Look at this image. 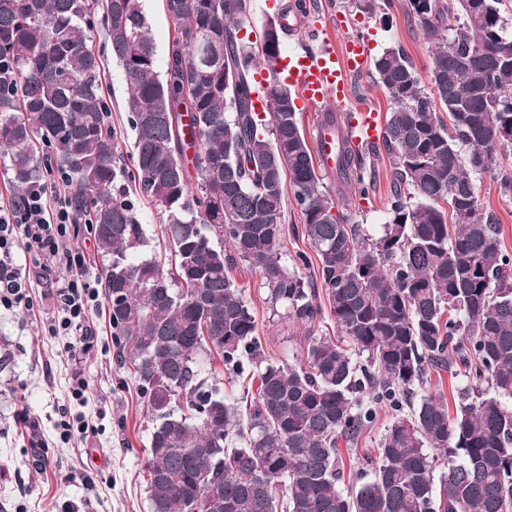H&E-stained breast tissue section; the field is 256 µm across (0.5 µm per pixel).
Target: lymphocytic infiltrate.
<instances>
[{"mask_svg":"<svg viewBox=\"0 0 512 512\" xmlns=\"http://www.w3.org/2000/svg\"><path fill=\"white\" fill-rule=\"evenodd\" d=\"M64 170L32 183L20 203L0 206V303L31 306L32 279L52 278L49 298L64 331L90 349L95 332L87 313L98 297L84 255L70 243L72 226L84 218L68 193Z\"/></svg>","mask_w":512,"mask_h":512,"instance_id":"obj_1","label":"lymphocytic infiltrate"}]
</instances>
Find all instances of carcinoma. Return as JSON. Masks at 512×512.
I'll return each instance as SVG.
<instances>
[{
  "label": "carcinoma",
  "instance_id": "obj_1",
  "mask_svg": "<svg viewBox=\"0 0 512 512\" xmlns=\"http://www.w3.org/2000/svg\"><path fill=\"white\" fill-rule=\"evenodd\" d=\"M176 36L166 72L140 0H0V147L19 201L51 148L72 179V203L92 217L112 336L131 362L152 427L145 465L150 512H512V254L479 202L486 174L512 190L494 161L512 143V34L504 0H409L437 39L431 90L406 50L374 62L394 104L383 147L391 172L388 221L363 234L324 189L298 117L276 76L283 41L307 14L292 0L246 49L250 0H165ZM101 16L129 82L132 167L121 162L90 35ZM270 73L268 116L253 107L252 62ZM193 151L195 182L182 161ZM340 187L375 179L342 143ZM291 194L315 260L307 280L281 262ZM170 224L171 262L140 259L138 200ZM220 238L229 252L213 245ZM260 274L271 307L311 328L328 297L350 349L307 336L295 363L264 362L255 317L232 277ZM253 375L239 397L201 357ZM466 379L455 411L432 374ZM421 395H416V390ZM402 413L387 427L371 478L341 487L338 444L353 445L373 407Z\"/></svg>",
  "mask_w": 512,
  "mask_h": 512
}]
</instances>
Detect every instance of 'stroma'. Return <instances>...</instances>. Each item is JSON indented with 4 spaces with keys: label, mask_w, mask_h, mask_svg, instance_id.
<instances>
[{
    "label": "stroma",
    "mask_w": 512,
    "mask_h": 512,
    "mask_svg": "<svg viewBox=\"0 0 512 512\" xmlns=\"http://www.w3.org/2000/svg\"><path fill=\"white\" fill-rule=\"evenodd\" d=\"M156 46V68L165 71L175 25L163 0H141ZM407 0L368 12L353 0H313L312 16L321 18L324 38L339 47L351 38L362 40L368 60L388 48L403 46L421 79L429 87L433 42L407 15ZM93 45L103 63L102 80L112 122L121 133L124 154H131L133 134L126 122L128 97L125 72L112 59L102 31H94ZM376 185L369 195L354 188L338 191L325 179L327 194L350 222L377 235L387 220L390 168L386 158L375 163ZM479 201L496 215L503 249L512 253V193L498 182H476ZM243 288L256 317L257 334L267 362L296 361L305 344L306 330L289 320L284 310H273L258 272L238 263L231 273ZM52 316L50 303L24 309L0 305V512H149L143 478L151 423L133 374L123 362L121 348L112 339L106 306L88 313L96 343L83 351L71 336H52L45 328ZM84 370L90 387L84 401L68 398L75 369ZM84 416L93 428L87 437L62 442L57 426L62 415ZM390 408H379L371 428L357 443L340 450L345 485L356 484L366 459L375 457L377 444L391 423ZM38 421L49 450L39 457L30 444L28 425Z\"/></svg>",
    "instance_id": "1"
}]
</instances>
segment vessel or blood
I'll use <instances>...</instances> for the list:
<instances>
[{
    "mask_svg": "<svg viewBox=\"0 0 512 512\" xmlns=\"http://www.w3.org/2000/svg\"><path fill=\"white\" fill-rule=\"evenodd\" d=\"M365 48L360 41H349L342 50L330 47L289 58L286 77L296 86L299 99L309 110L326 111L328 105L344 104L351 94V78L364 70ZM344 136L351 147L366 148L377 143L380 122L377 112L360 107L346 115L342 133L329 129L318 132L317 154L324 171H336V138Z\"/></svg>",
    "mask_w": 512,
    "mask_h": 512,
    "instance_id": "b4317fda",
    "label": "vessel or blood"
}]
</instances>
